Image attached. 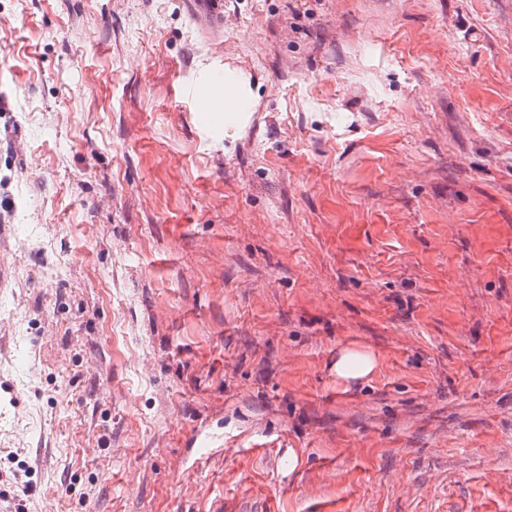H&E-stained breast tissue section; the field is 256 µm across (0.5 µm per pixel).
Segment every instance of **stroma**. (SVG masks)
I'll return each mask as SVG.
<instances>
[{
	"instance_id": "1",
	"label": "stroma",
	"mask_w": 512,
	"mask_h": 512,
	"mask_svg": "<svg viewBox=\"0 0 512 512\" xmlns=\"http://www.w3.org/2000/svg\"><path fill=\"white\" fill-rule=\"evenodd\" d=\"M510 16L0 0V492L512 512ZM227 62L250 114L213 134L186 90ZM345 346L371 378L337 381ZM197 430L233 453L186 472Z\"/></svg>"
}]
</instances>
